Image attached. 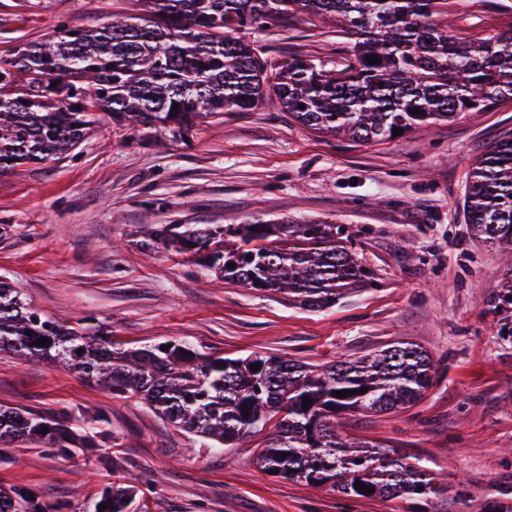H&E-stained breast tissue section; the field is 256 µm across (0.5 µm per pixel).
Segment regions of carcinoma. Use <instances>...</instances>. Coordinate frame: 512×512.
<instances>
[{
  "label": "carcinoma",
  "mask_w": 512,
  "mask_h": 512,
  "mask_svg": "<svg viewBox=\"0 0 512 512\" xmlns=\"http://www.w3.org/2000/svg\"><path fill=\"white\" fill-rule=\"evenodd\" d=\"M137 2L134 16L60 27L48 41L0 53L1 175L60 158L106 117L181 138L200 117L273 104L319 133L379 142L393 139L395 128L451 122L512 99V37L448 36L435 20L445 0ZM300 12L338 20L356 37L341 68L303 56L270 64L238 36ZM370 56L379 62L368 63ZM465 208L472 236L511 255L512 139L476 162ZM150 236L219 279L285 295L312 311L371 282L370 270L341 245L339 228L323 221L166 224ZM41 337L49 339L43 347L35 345ZM0 352L60 363L115 395L142 400L216 448L265 431L255 464L285 481L355 498L400 496L421 512L440 492L434 472L340 428L349 413H397L419 402L436 368L412 342L323 365L257 353L216 356L177 339L127 350L40 319L19 289L1 280ZM256 363L260 370H251ZM343 390L353 394L337 396ZM306 397L313 403L303 405ZM33 438L58 453L99 447L59 421L0 409L1 443ZM357 481L371 493L356 490ZM137 492L114 485L98 503L106 504L103 512H126Z\"/></svg>",
  "instance_id": "cac0c4a2"
}]
</instances>
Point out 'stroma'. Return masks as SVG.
Listing matches in <instances>:
<instances>
[{
  "mask_svg": "<svg viewBox=\"0 0 512 512\" xmlns=\"http://www.w3.org/2000/svg\"><path fill=\"white\" fill-rule=\"evenodd\" d=\"M135 0H0V52L58 27L136 14ZM438 25L474 40L512 35V0H446ZM263 58L344 64L341 25L300 14L242 31ZM512 138V99L385 142L304 127L269 106L199 118L189 139L109 121L58 160L0 175V280L42 318L132 349L165 339L201 352H251L322 365L410 341L431 355L433 385L392 414L357 413L353 437L443 472L428 512L512 502V309L496 297L508 266L473 238L464 209L475 162ZM305 217L340 227L372 273L336 306L214 282L188 257L152 247L160 224ZM0 405L67 419L94 451L64 456L38 441L0 444V490L57 512H94L102 492L137 475L127 512H415L402 498H353L262 473L261 438L210 448L138 399L78 373L0 352Z\"/></svg>",
  "mask_w": 512,
  "mask_h": 512,
  "instance_id": "obj_1",
  "label": "stroma"
}]
</instances>
